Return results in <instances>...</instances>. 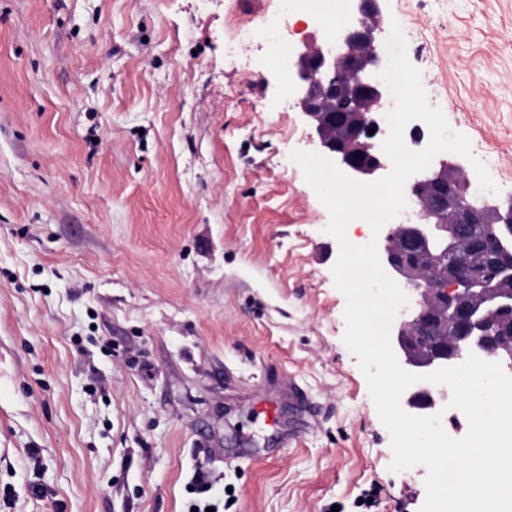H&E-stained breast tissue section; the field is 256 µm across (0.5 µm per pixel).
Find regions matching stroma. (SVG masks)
<instances>
[{"instance_id":"stroma-1","label":"stroma","mask_w":512,"mask_h":512,"mask_svg":"<svg viewBox=\"0 0 512 512\" xmlns=\"http://www.w3.org/2000/svg\"><path fill=\"white\" fill-rule=\"evenodd\" d=\"M268 0H0V512H420L346 347ZM347 0H310L290 43ZM512 193V0H384ZM307 393L308 427L282 391ZM276 402L266 423L261 401ZM375 491L377 504L360 507Z\"/></svg>"}]
</instances>
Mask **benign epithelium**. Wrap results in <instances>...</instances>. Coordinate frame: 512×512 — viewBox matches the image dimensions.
I'll return each instance as SVG.
<instances>
[{"label":"benign epithelium","mask_w":512,"mask_h":512,"mask_svg":"<svg viewBox=\"0 0 512 512\" xmlns=\"http://www.w3.org/2000/svg\"><path fill=\"white\" fill-rule=\"evenodd\" d=\"M350 20L289 52V92L323 156L352 179L379 178L388 156L377 138L390 92L379 79L385 59L379 36L388 19L381 0H351ZM374 133H369V130ZM459 163L442 161L410 183L416 217L386 224L377 237L386 273L408 286L409 305L390 339L400 366L426 375L473 353L512 372V288L499 272L512 265V196L475 203ZM477 257L478 264L468 262ZM432 383L408 388L407 405L434 407Z\"/></svg>","instance_id":"obj_1"}]
</instances>
